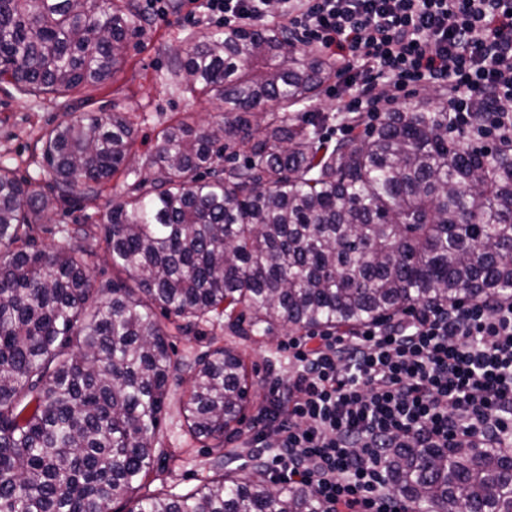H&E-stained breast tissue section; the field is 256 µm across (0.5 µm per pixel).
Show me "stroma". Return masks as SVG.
Listing matches in <instances>:
<instances>
[{"instance_id":"stroma-1","label":"stroma","mask_w":512,"mask_h":512,"mask_svg":"<svg viewBox=\"0 0 512 512\" xmlns=\"http://www.w3.org/2000/svg\"><path fill=\"white\" fill-rule=\"evenodd\" d=\"M205 22H185L174 12L164 19H147L127 51V63L111 83L74 93L66 98H35L15 87L0 83V164L16 170L19 177L46 185L41 169L38 139L46 128L70 120L82 112L127 113L138 134L137 149L146 153L155 143L157 133L171 119L191 112L200 119L219 121L222 111L215 103L175 90L168 72L177 50L206 30ZM143 170L132 167L130 173L115 175L97 197L76 194L59 202L42 223L39 244L64 245V227L72 224H98L104 215L124 199L128 187L142 178ZM290 334L288 327L276 325L267 330L244 334L213 317L200 322L187 333L171 338L176 359L189 363L209 348L235 347L243 356L249 376V399L241 418L249 424L261 406L269 388L287 380L291 371L288 354L281 343ZM188 374H181L171 386L170 408L159 433L160 445L168 458L163 467L144 481L147 493H186L216 475L214 460L223 456L225 479H240L256 473L246 449L237 445L235 434H228L221 445L194 437L179 411L188 394Z\"/></svg>"}]
</instances>
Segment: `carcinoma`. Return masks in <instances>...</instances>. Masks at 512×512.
Masks as SVG:
<instances>
[{
    "label": "carcinoma",
    "instance_id": "carcinoma-1",
    "mask_svg": "<svg viewBox=\"0 0 512 512\" xmlns=\"http://www.w3.org/2000/svg\"><path fill=\"white\" fill-rule=\"evenodd\" d=\"M137 30L130 0H0V79L66 97L112 80ZM224 107L184 116L142 157L148 175L103 217L38 246L58 200L98 196L135 155L122 112H82L41 137L50 197L0 164V512H116L155 463L156 435L183 368L192 434L224 441L249 385L242 355L171 357L155 308L184 333L210 314L238 329L351 328L461 298L512 299L509 151H462L433 94L358 137L323 132L332 115L269 112L312 101L326 58L278 25L194 36L171 70ZM245 154L224 164L226 150ZM118 276L90 273L96 234ZM393 488L412 512H512V455L496 448H392ZM129 512H328L309 491L219 476Z\"/></svg>",
    "mask_w": 512,
    "mask_h": 512
}]
</instances>
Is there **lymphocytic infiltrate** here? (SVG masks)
<instances>
[{"mask_svg": "<svg viewBox=\"0 0 512 512\" xmlns=\"http://www.w3.org/2000/svg\"><path fill=\"white\" fill-rule=\"evenodd\" d=\"M219 27L284 17L336 65L344 117L434 89L463 149L512 144V0H146V13ZM293 371L241 445L272 481L331 512H409L393 448L512 451V301L473 298L283 341Z\"/></svg>", "mask_w": 512, "mask_h": 512, "instance_id": "lymphocytic-infiltrate-1", "label": "lymphocytic infiltrate"}]
</instances>
